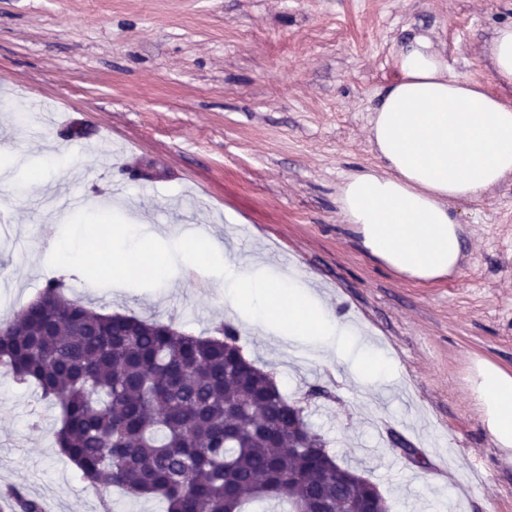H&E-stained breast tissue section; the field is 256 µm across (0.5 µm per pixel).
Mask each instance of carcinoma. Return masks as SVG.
I'll use <instances>...</instances> for the list:
<instances>
[{"instance_id": "1", "label": "carcinoma", "mask_w": 512, "mask_h": 512, "mask_svg": "<svg viewBox=\"0 0 512 512\" xmlns=\"http://www.w3.org/2000/svg\"><path fill=\"white\" fill-rule=\"evenodd\" d=\"M0 367L55 403V444L98 489L157 498L165 512H245L267 500L334 512L364 492L358 478L336 477L303 407L246 360L231 325L203 337L95 313L52 279L0 322ZM12 498L15 512H43L37 499Z\"/></svg>"}]
</instances>
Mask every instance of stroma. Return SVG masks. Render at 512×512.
<instances>
[{"mask_svg":"<svg viewBox=\"0 0 512 512\" xmlns=\"http://www.w3.org/2000/svg\"><path fill=\"white\" fill-rule=\"evenodd\" d=\"M512 0H0V320L51 279L101 314L195 336L225 324V259L256 254L310 283L326 307L394 363L367 384L339 349L299 358L238 324L245 355L271 372L337 461L375 482L390 512H512V450L488 435L476 366L512 374V179L453 208L462 258L420 280L361 248L337 202L344 177L380 161L370 120L399 73L397 46L431 37L455 77L497 83L489 45ZM57 144L68 163L52 170ZM47 187L19 190L26 174ZM88 194L69 211L48 196ZM145 219L194 225L220 252L191 264L156 244L174 287L60 272L48 248L72 226ZM58 409L0 383V495L53 512H162L83 481L55 448Z\"/></svg>","mask_w":512,"mask_h":512,"instance_id":"35a3bbf8","label":"stroma"}]
</instances>
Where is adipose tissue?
Segmentation results:
<instances>
[{
  "instance_id": "adipose-tissue-1",
  "label": "adipose tissue",
  "mask_w": 512,
  "mask_h": 512,
  "mask_svg": "<svg viewBox=\"0 0 512 512\" xmlns=\"http://www.w3.org/2000/svg\"><path fill=\"white\" fill-rule=\"evenodd\" d=\"M396 66L400 78L387 88L370 128L383 168L349 174L339 205L371 256L432 279L460 260L461 226L452 202L479 198L512 178V103L452 76L424 34L399 45ZM91 235L82 227L52 239L60 269L89 264L113 280L146 273L161 281L153 258L157 225H113L108 264L82 247ZM224 297L233 313L298 343L304 353L319 355L346 341L340 319L295 278L269 275L243 260L228 263ZM472 392L494 441L512 448V376L478 365Z\"/></svg>"
}]
</instances>
